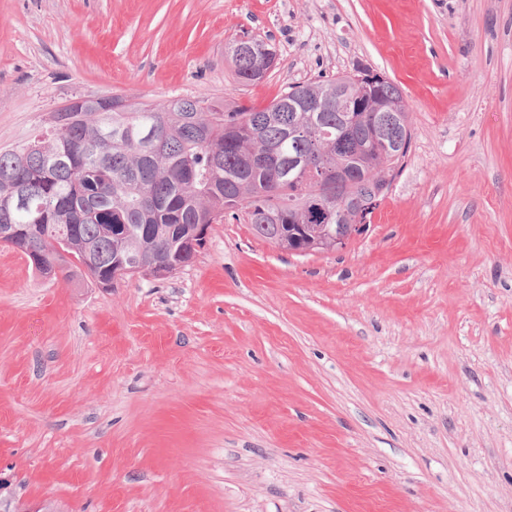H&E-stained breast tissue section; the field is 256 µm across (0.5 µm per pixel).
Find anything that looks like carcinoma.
<instances>
[{
  "mask_svg": "<svg viewBox=\"0 0 512 512\" xmlns=\"http://www.w3.org/2000/svg\"><path fill=\"white\" fill-rule=\"evenodd\" d=\"M250 42L243 52L227 47L247 85L260 82L258 47L265 45ZM357 76L292 85L262 109L242 105L232 112L189 98L135 105L119 96L78 97L52 114L40 138L0 152V225L19 229L3 241L29 260L44 257L35 270L46 277L59 261L56 244L79 212L69 264L100 288L114 287V263L150 268L160 256L185 267L195 254L184 242L239 211L256 236L281 247L288 225L324 223L306 220L309 198L318 181L336 178V165L357 146H367L361 152L369 173L360 186L365 196L400 172L406 153L393 143L407 150L412 140L404 92L388 78L359 86ZM337 84L364 108H340L324 98ZM381 103L395 110L379 112ZM86 244L95 266L84 264Z\"/></svg>",
  "mask_w": 512,
  "mask_h": 512,
  "instance_id": "1",
  "label": "carcinoma"
}]
</instances>
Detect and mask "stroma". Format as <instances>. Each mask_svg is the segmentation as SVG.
Instances as JSON below:
<instances>
[{
  "label": "stroma",
  "instance_id": "obj_1",
  "mask_svg": "<svg viewBox=\"0 0 512 512\" xmlns=\"http://www.w3.org/2000/svg\"><path fill=\"white\" fill-rule=\"evenodd\" d=\"M269 40L239 82L224 48ZM383 73L412 129L343 248L244 219L174 274L0 244V476L56 512H512V0H0V151L77 97L262 108Z\"/></svg>",
  "mask_w": 512,
  "mask_h": 512
}]
</instances>
